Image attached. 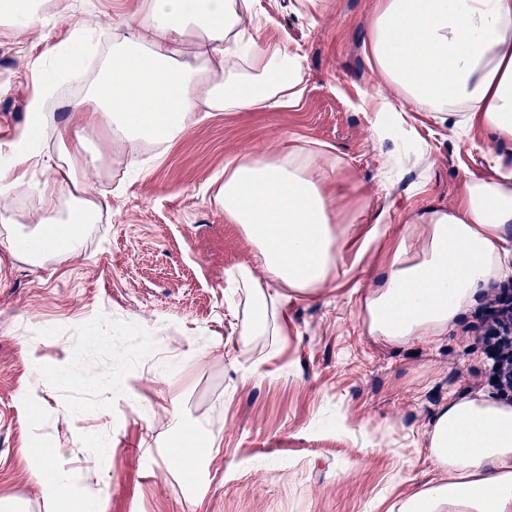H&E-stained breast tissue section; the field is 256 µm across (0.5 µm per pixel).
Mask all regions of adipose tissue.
I'll list each match as a JSON object with an SVG mask.
<instances>
[{"label": "adipose tissue", "mask_w": 512, "mask_h": 512, "mask_svg": "<svg viewBox=\"0 0 512 512\" xmlns=\"http://www.w3.org/2000/svg\"><path fill=\"white\" fill-rule=\"evenodd\" d=\"M257 0H145L132 33H112L87 92L67 101L55 134L61 162L39 191L34 227L0 213V250L35 264L75 252L107 198L81 184L97 156L86 146L108 128L130 141L170 146L212 112L297 107L305 93L303 58L261 37ZM196 52L184 60L183 45ZM364 51L399 99L432 113L450 132L482 133L489 176L466 177L456 206H428L411 222L423 244L404 236L372 278L365 310L370 335L394 344L444 335L493 279L512 274V0H375ZM45 91L7 150L0 183L25 185L23 168L42 159ZM84 141L72 142V129ZM340 168L308 151L245 154L224 165L216 200L226 223L242 227L272 283L309 295L341 262L357 215ZM435 478L399 501L398 512H512V408L483 399L449 400L426 433ZM30 465L44 497L63 512L75 502L70 475L33 447Z\"/></svg>", "instance_id": "adipose-tissue-1"}]
</instances>
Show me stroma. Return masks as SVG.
Instances as JSON below:
<instances>
[{
  "mask_svg": "<svg viewBox=\"0 0 512 512\" xmlns=\"http://www.w3.org/2000/svg\"><path fill=\"white\" fill-rule=\"evenodd\" d=\"M267 35L304 58L299 106L199 113L165 149L110 131L93 141L99 170L83 186L111 195L105 222L76 253L36 266L0 255V505L57 512L29 464L34 445L73 478L97 512H393L434 476L425 432L448 399L501 402L477 328L487 285L431 342L369 336L363 286L412 210L453 207L461 181L485 176L484 144L426 112H379L395 101L363 51L373 0H330L311 16L295 0H259ZM20 32L0 26V144L14 140L45 76L56 114L86 88L40 55L81 27L135 29L144 0H64ZM316 148L365 202L359 226L381 224L377 248L343 252L311 295L278 287L264 335H243L252 295L229 277L267 273L255 245L226 223L216 178L232 157ZM109 368L83 381V358ZM220 435L192 475L171 460L183 428Z\"/></svg>",
  "mask_w": 512,
  "mask_h": 512,
  "instance_id": "35a3bbf8",
  "label": "stroma"
}]
</instances>
